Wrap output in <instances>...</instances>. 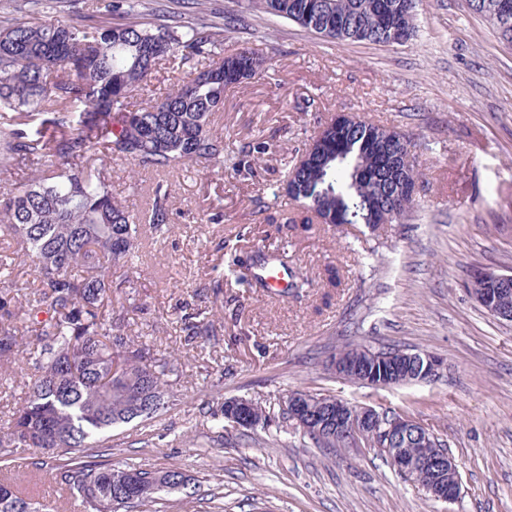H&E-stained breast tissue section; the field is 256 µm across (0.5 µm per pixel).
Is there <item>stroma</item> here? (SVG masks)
I'll return each instance as SVG.
<instances>
[{
    "mask_svg": "<svg viewBox=\"0 0 512 512\" xmlns=\"http://www.w3.org/2000/svg\"><path fill=\"white\" fill-rule=\"evenodd\" d=\"M97 0H0V26L96 16ZM247 12V11H246ZM413 37L399 44L330 42L260 10L224 33L228 49L266 59L262 75L226 89L213 130L224 161L164 175L112 161V195L145 216L156 185L167 187L170 231L146 234L136 272L114 270L112 315L121 335L155 357L177 358L169 407L113 428V469L189 475L134 512H512V323L468 291L473 267L512 271V46L466 0H416ZM349 112L393 128L413 144L420 179L414 206L394 223L315 225L308 239L277 229L297 213L288 173L322 125ZM268 142L240 167L239 150ZM278 199L267 223L256 199ZM221 210L222 223L202 222ZM260 253L303 275L301 296L240 280L234 257ZM340 287H328L327 265ZM221 291H213V281ZM207 326L186 343L181 317ZM433 353L447 370L435 381L377 388L330 375L327 351L345 342ZM23 368H0V434L25 398ZM403 413L445 443L461 475L453 503L431 500L372 450L317 448L282 423L221 425L224 400L278 405L289 393ZM67 457L13 449L8 476L50 512H84L60 480Z\"/></svg>",
    "mask_w": 512,
    "mask_h": 512,
    "instance_id": "obj_1",
    "label": "stroma"
}]
</instances>
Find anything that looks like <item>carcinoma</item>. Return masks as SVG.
I'll return each mask as SVG.
<instances>
[{"label": "carcinoma", "mask_w": 512, "mask_h": 512, "mask_svg": "<svg viewBox=\"0 0 512 512\" xmlns=\"http://www.w3.org/2000/svg\"><path fill=\"white\" fill-rule=\"evenodd\" d=\"M497 0H471L501 38L512 43L495 8ZM138 0H101L102 11L135 13ZM275 19L292 21L331 42L393 44L413 33L415 0H249ZM183 71V80L159 102H130L161 62ZM265 64L256 50H224L215 25L203 20L160 25L91 26L50 20H16L0 27V175L38 158L44 169L27 183L0 192V230L17 240L22 263L34 266L36 303L15 304L23 284L0 272V367L18 366L36 346V374L28 395L12 411L0 437V460L23 445L64 456L99 448L113 426L150 417L164 408L173 362L143 344L113 334L112 268H137L141 224L112 197L107 160H131L140 169L173 173L190 163H216L224 140L212 131L224 91L255 77ZM341 158L317 141L290 181L300 215L287 229L308 233L312 216L339 212L345 224L384 223L381 214L403 216L414 199L401 181L356 177L377 163L373 144L395 156L411 142L381 124L362 121L346 130ZM169 193L154 191L150 232H169ZM51 315L39 318L42 305ZM259 426L287 421L261 403L251 407ZM316 426L303 437L318 448H335ZM123 471L78 461L61 473L88 512L151 502L167 489H186L177 468ZM47 507L0 482V512H45Z\"/></svg>", "instance_id": "cac0c4a2"}]
</instances>
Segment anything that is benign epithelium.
<instances>
[{
  "mask_svg": "<svg viewBox=\"0 0 512 512\" xmlns=\"http://www.w3.org/2000/svg\"><path fill=\"white\" fill-rule=\"evenodd\" d=\"M471 290L477 301L493 315L512 321V272L499 273L477 270L471 278ZM371 349L360 347L336 360L333 369L338 375H346L357 365L356 357L368 354ZM420 370L417 380L435 379L442 374L444 362L423 352L400 355ZM410 380V375L391 373L381 378L368 376L365 382L374 387H389ZM238 411L224 408V417L235 428H252L256 425L253 415L247 413L249 402L243 398L232 400ZM328 406H336L335 412L326 413L312 406L309 397L290 394L284 408L288 411V423L296 428L308 427L318 418L336 422V439L345 448L370 447L383 451L394 467L408 480L420 486L432 499L449 502L456 496L460 485L458 465L448 451L437 447L432 434L420 429V424L398 413L379 411L370 406L354 410L345 403L325 399Z\"/></svg>",
  "mask_w": 512,
  "mask_h": 512,
  "instance_id": "benign-epithelium-1",
  "label": "benign epithelium"
}]
</instances>
